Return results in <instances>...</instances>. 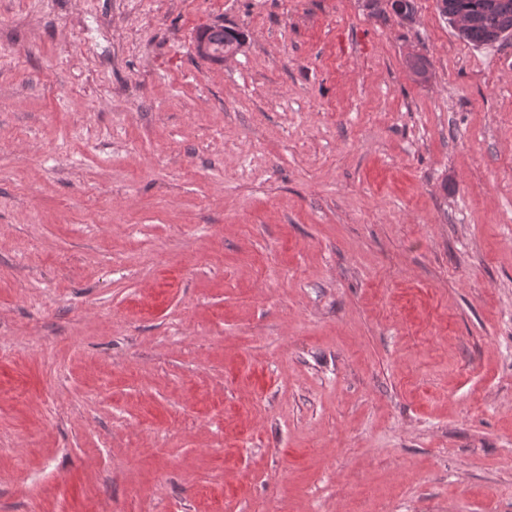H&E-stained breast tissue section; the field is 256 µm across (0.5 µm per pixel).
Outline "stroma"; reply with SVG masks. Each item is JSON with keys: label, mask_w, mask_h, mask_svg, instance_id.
I'll return each instance as SVG.
<instances>
[{"label": "stroma", "mask_w": 512, "mask_h": 512, "mask_svg": "<svg viewBox=\"0 0 512 512\" xmlns=\"http://www.w3.org/2000/svg\"><path fill=\"white\" fill-rule=\"evenodd\" d=\"M415 7L0 0V512H512V37ZM202 31L204 32L201 35L206 36L215 53L224 52L226 48L230 50L234 44L240 46L242 43L241 35L233 29H226L223 26H210ZM209 44L205 40L199 39L194 44L196 53L202 58L210 59L213 54Z\"/></svg>", "instance_id": "1"}]
</instances>
